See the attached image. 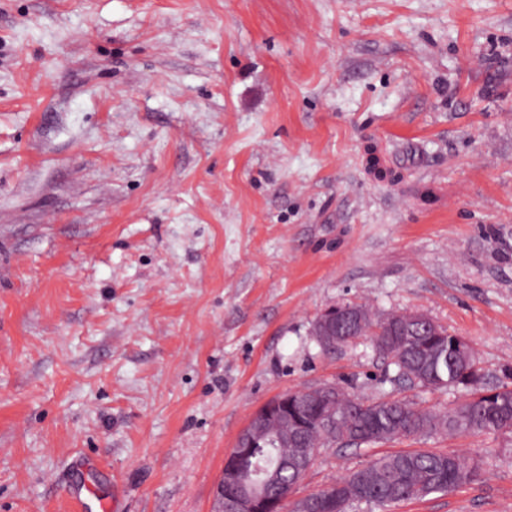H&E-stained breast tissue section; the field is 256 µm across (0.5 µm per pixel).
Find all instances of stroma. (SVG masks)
Segmentation results:
<instances>
[{
  "mask_svg": "<svg viewBox=\"0 0 512 512\" xmlns=\"http://www.w3.org/2000/svg\"><path fill=\"white\" fill-rule=\"evenodd\" d=\"M338 303L420 311L512 385V0H0V512H212L265 402L448 412ZM478 461L392 512H512V434L328 448Z\"/></svg>",
  "mask_w": 512,
  "mask_h": 512,
  "instance_id": "obj_1",
  "label": "stroma"
}]
</instances>
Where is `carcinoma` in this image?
Wrapping results in <instances>:
<instances>
[{"instance_id": "cac0c4a2", "label": "carcinoma", "mask_w": 512, "mask_h": 512, "mask_svg": "<svg viewBox=\"0 0 512 512\" xmlns=\"http://www.w3.org/2000/svg\"><path fill=\"white\" fill-rule=\"evenodd\" d=\"M363 321L359 335L349 338L350 329L336 341L342 347L367 340L373 351L394 367L396 380L445 390H467L473 397L453 411L435 413L405 399L354 398L334 384L320 386L321 398L311 404L299 396L288 404L286 415L304 423L303 437L319 451L335 447H371L402 437L433 434L512 433V387H487L472 348L461 346L457 336L438 326L442 335L420 328L390 332L402 322L398 313L377 315L358 304ZM493 394L476 398L479 390ZM254 447L244 453L239 481L255 485L267 499H281L292 493L304 473L284 463L296 459V448L276 426H256ZM480 464L456 452L415 450L374 458L349 471L327 488L305 495L293 504L291 512H346L360 502L384 509L400 502L420 499L433 493H448L479 475ZM276 472L277 482L265 478Z\"/></svg>"}]
</instances>
